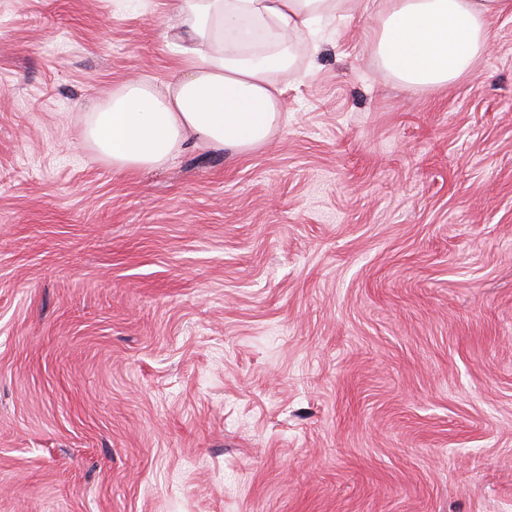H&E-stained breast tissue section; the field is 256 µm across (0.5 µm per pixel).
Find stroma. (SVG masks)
Listing matches in <instances>:
<instances>
[{"instance_id": "stroma-1", "label": "stroma", "mask_w": 512, "mask_h": 512, "mask_svg": "<svg viewBox=\"0 0 512 512\" xmlns=\"http://www.w3.org/2000/svg\"><path fill=\"white\" fill-rule=\"evenodd\" d=\"M173 0H0V512H512V8L405 89L342 0L270 144L81 142Z\"/></svg>"}]
</instances>
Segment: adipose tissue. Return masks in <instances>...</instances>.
I'll return each mask as SVG.
<instances>
[{
    "label": "adipose tissue",
    "mask_w": 512,
    "mask_h": 512,
    "mask_svg": "<svg viewBox=\"0 0 512 512\" xmlns=\"http://www.w3.org/2000/svg\"><path fill=\"white\" fill-rule=\"evenodd\" d=\"M505 0H386L377 51L406 88L444 87L490 47V21ZM337 0H177L174 44L182 63L165 93L146 81L120 86L89 113L80 135L119 172L157 169L190 146L247 152L284 120L276 75L295 38L335 17ZM259 29L265 51L249 53L225 34Z\"/></svg>",
    "instance_id": "1"
}]
</instances>
